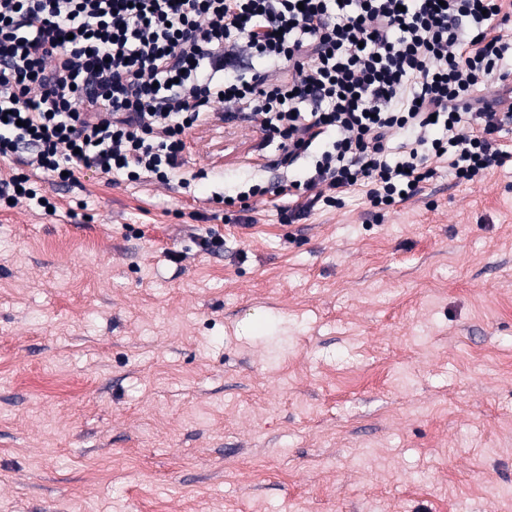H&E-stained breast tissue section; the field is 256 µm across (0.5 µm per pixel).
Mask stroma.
I'll use <instances>...</instances> for the list:
<instances>
[{
    "mask_svg": "<svg viewBox=\"0 0 512 512\" xmlns=\"http://www.w3.org/2000/svg\"><path fill=\"white\" fill-rule=\"evenodd\" d=\"M497 140L483 183L439 161L372 224L362 186L213 219L275 177L219 120L187 191L39 176L55 215L0 208V512H512V122Z\"/></svg>",
    "mask_w": 512,
    "mask_h": 512,
    "instance_id": "1",
    "label": "stroma"
}]
</instances>
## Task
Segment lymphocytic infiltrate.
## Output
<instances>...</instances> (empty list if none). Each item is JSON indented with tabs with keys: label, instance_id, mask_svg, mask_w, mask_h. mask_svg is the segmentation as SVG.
<instances>
[{
	"label": "lymphocytic infiltrate",
	"instance_id": "f902f5d3",
	"mask_svg": "<svg viewBox=\"0 0 512 512\" xmlns=\"http://www.w3.org/2000/svg\"><path fill=\"white\" fill-rule=\"evenodd\" d=\"M511 25L512 0H0V205L52 207L38 172L169 183L216 118L255 124L283 171L225 196L234 223L256 196L287 198L293 224L358 185L380 220L433 160L472 184L503 165Z\"/></svg>",
	"mask_w": 512,
	"mask_h": 512
}]
</instances>
